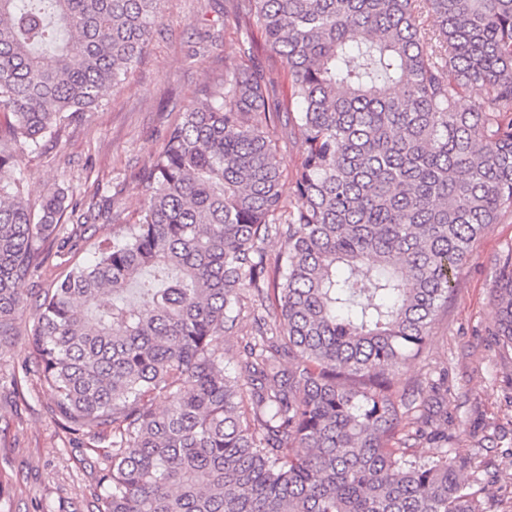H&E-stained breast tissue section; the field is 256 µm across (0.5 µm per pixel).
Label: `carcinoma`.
<instances>
[{"instance_id": "obj_1", "label": "carcinoma", "mask_w": 512, "mask_h": 512, "mask_svg": "<svg viewBox=\"0 0 512 512\" xmlns=\"http://www.w3.org/2000/svg\"><path fill=\"white\" fill-rule=\"evenodd\" d=\"M160 2L0 0V337L77 208L61 188L32 208L19 156L123 81ZM234 17L260 31L240 57L270 52L287 94L228 65L168 130L138 223L36 300L29 351L63 429L112 430L95 512H486L471 461L416 453L448 420L394 370L512 215V0H237ZM282 120L303 146L289 201ZM495 302L512 350V248ZM245 310L255 335L226 357Z\"/></svg>"}]
</instances>
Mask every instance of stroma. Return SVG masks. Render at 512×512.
Masks as SVG:
<instances>
[{"label": "stroma", "instance_id": "1", "mask_svg": "<svg viewBox=\"0 0 512 512\" xmlns=\"http://www.w3.org/2000/svg\"><path fill=\"white\" fill-rule=\"evenodd\" d=\"M233 0H163L160 20L141 62L102 104L73 119L59 140L21 156L28 199L63 187L81 208L107 203L94 237L54 238L44 262L20 285L26 305L85 261L98 242L134 223L144 202L138 180L161 148L167 130L196 102L200 90L223 78L246 35ZM512 248V216L489 225L460 267L456 286L430 331L423 356L398 368L407 394L439 397L448 441L425 442L417 452L471 459L465 482L494 512H512V354L490 331L495 263ZM27 338H0V487L7 512H91L98 490L99 451L89 437L66 433L52 411L51 392L36 376L14 386L31 364Z\"/></svg>", "mask_w": 512, "mask_h": 512}]
</instances>
